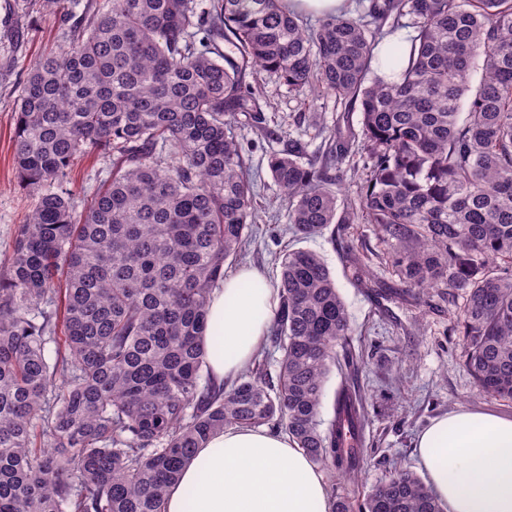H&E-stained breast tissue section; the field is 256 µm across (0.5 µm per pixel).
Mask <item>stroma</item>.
Returning a JSON list of instances; mask_svg holds the SVG:
<instances>
[{
	"label": "stroma",
	"mask_w": 512,
	"mask_h": 512,
	"mask_svg": "<svg viewBox=\"0 0 512 512\" xmlns=\"http://www.w3.org/2000/svg\"><path fill=\"white\" fill-rule=\"evenodd\" d=\"M62 44L59 12L43 10L40 0H0V260L12 251L18 224L24 223L37 196L19 180L14 166L15 110L23 80L43 55ZM252 86L263 106V130H243L242 152L257 180L258 220L250 243L226 262V274L251 266L276 277L275 260L290 249L319 253L333 276L362 347L366 365L357 377L370 416L366 430L371 462L358 483L328 479L337 493L366 491L401 465L417 470V433L433 418L468 409L512 416V400L479 391L466 370L453 329L460 300L444 289L427 290L422 301L407 296L385 262L388 245L373 224H345L339 232L297 239L287 229L282 192L268 169V157L283 153L292 141L307 155L324 145L329 133H360V114L336 118V99L299 94L273 75L258 73ZM361 258L375 275L373 287L352 279L351 257Z\"/></svg>",
	"instance_id": "obj_1"
}]
</instances>
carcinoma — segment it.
Returning <instances> with one entry per match:
<instances>
[{
	"label": "carcinoma",
	"mask_w": 512,
	"mask_h": 512,
	"mask_svg": "<svg viewBox=\"0 0 512 512\" xmlns=\"http://www.w3.org/2000/svg\"><path fill=\"white\" fill-rule=\"evenodd\" d=\"M66 20L16 112L39 199L0 266V512H165L183 463L232 425L283 431L350 480L367 465L363 360L317 253L280 262L276 377L259 359L230 384L209 370L208 300L257 217L236 128L262 112L260 70L361 113L356 213L339 203L350 138L308 163L299 143L270 155L293 235L376 225L405 287L463 298L465 365L512 399V0H369L315 28L283 0H91ZM401 28L387 79L382 41ZM93 152L112 163L78 213L65 184ZM331 512L441 508L397 468Z\"/></svg>",
	"instance_id": "carcinoma-1"
}]
</instances>
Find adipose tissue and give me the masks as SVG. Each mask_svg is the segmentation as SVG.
<instances>
[{
    "label": "adipose tissue",
    "mask_w": 512,
    "mask_h": 512,
    "mask_svg": "<svg viewBox=\"0 0 512 512\" xmlns=\"http://www.w3.org/2000/svg\"><path fill=\"white\" fill-rule=\"evenodd\" d=\"M278 304L269 278L245 269L211 291L207 361L231 381L261 348ZM418 465L442 512H512V418L461 409L417 436ZM324 473L287 434L230 426L196 449L166 512H330Z\"/></svg>",
    "instance_id": "1"
}]
</instances>
